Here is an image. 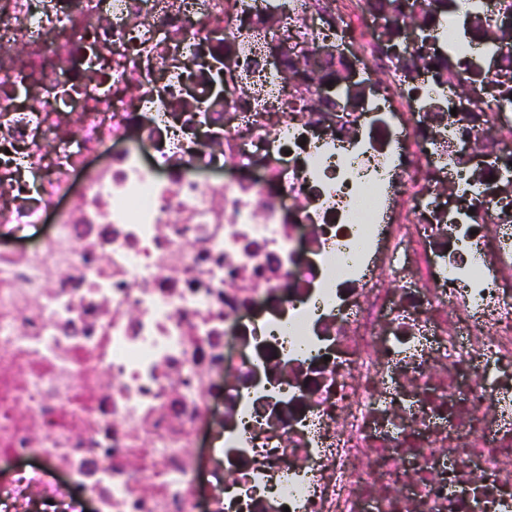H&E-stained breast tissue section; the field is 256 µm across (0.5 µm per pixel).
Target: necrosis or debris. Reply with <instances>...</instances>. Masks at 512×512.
Listing matches in <instances>:
<instances>
[{
    "instance_id": "obj_1",
    "label": "necrosis or debris",
    "mask_w": 512,
    "mask_h": 512,
    "mask_svg": "<svg viewBox=\"0 0 512 512\" xmlns=\"http://www.w3.org/2000/svg\"><path fill=\"white\" fill-rule=\"evenodd\" d=\"M491 18L0 0V512H512Z\"/></svg>"
}]
</instances>
